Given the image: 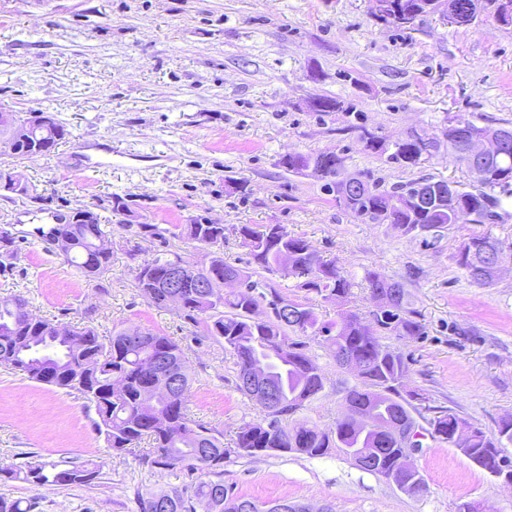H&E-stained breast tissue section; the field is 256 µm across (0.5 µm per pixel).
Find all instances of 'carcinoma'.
I'll use <instances>...</instances> for the list:
<instances>
[{
    "mask_svg": "<svg viewBox=\"0 0 512 512\" xmlns=\"http://www.w3.org/2000/svg\"><path fill=\"white\" fill-rule=\"evenodd\" d=\"M324 116L332 112H354V105L344 99L321 97L311 106ZM69 135L63 123L53 115L34 112L19 118L13 112L0 111V137L10 138L15 146L12 158L16 162L32 160L53 152ZM438 139L410 134L389 140L374 136V143L365 150L400 167H414L432 156ZM334 162L332 177L324 180V190L334 195L336 205L355 218L371 224H389L404 236H420L423 241L436 240L440 233L454 224H489L493 221L490 208L496 207L504 217L512 216V183L489 177L472 190H462V205L455 206L448 195L446 209L436 212L417 209L410 200L435 184L448 187L445 180L422 178L408 184L385 185L363 174L364 188L343 196L337 177L344 170L340 154L328 151L316 154L296 153L284 156L279 164L296 173L313 158ZM489 171L506 172L512 177V141L501 153L485 161ZM19 198L38 200L37 190L22 181L13 164H0V191ZM268 225L248 224L235 228L241 245L247 250V267L224 262V225L203 224L196 218L186 227L187 238L196 248L211 255L206 266H198L178 253H160L151 259H138V249L130 248L127 256L134 262L137 287L158 308H169L171 290L165 287L170 269L185 266L190 279L177 289L183 307L179 316L186 322L207 328V335L224 340V348L237 358V389L244 395L250 391L241 386L247 366L267 357L262 349L274 351L267 363L268 380L280 394L281 406L259 421L245 424L237 433L234 447L226 448L223 433L208 424L188 417L186 402L191 376L186 369L184 353L171 338L139 326L122 328L102 339L91 327H75L58 320L34 316L29 301L20 295L0 297V365L23 372L31 380L60 389L84 401L95 413L93 425L104 437L107 446L126 451L147 441L148 451L142 461L153 467L182 466L200 477L181 490L139 495L137 512H273L255 502L233 495L224 486V462L237 458L255 457L266 452L295 453L309 458L321 457L334 448L359 465L349 448H378L384 457L401 452L402 445L389 432L391 424L406 414L419 413L413 404L418 394L404 388L409 374V359L402 351L381 342L383 336L399 340L418 339L424 326L417 311L409 306L405 290L399 282L376 270L365 271L364 280L370 293H394L392 305L372 313L370 322L357 314L344 311L338 319L325 321L311 304V295L328 299L337 292L348 299L352 283L341 274L336 262L322 258L308 241L288 233L279 224V239L293 255L291 269L282 274L278 268L279 250L267 236ZM37 238L45 250L60 254L64 263L75 268L88 281L100 279L112 266V239L102 228L99 218L80 208L67 222L48 228H36ZM500 242L485 235H475L462 243L456 259L470 281L489 286L480 269L470 268L462 261L464 252L476 248L499 246ZM20 258L17 237L7 228H0V275L13 272ZM229 273L242 276V287L226 292L219 288H199L197 283ZM293 279L294 287L303 296L287 297L277 288L272 276ZM323 346L338 367L354 362L359 367L358 382L346 390L345 411H358L369 418L365 426L355 428L343 418L336 420L335 429L324 430L317 425L298 423L291 428L281 424V418L292 416L304 403L318 397L324 388V376L318 364L309 356V343ZM163 356L183 369L185 390L176 399L161 398L157 411L168 417L167 425L153 424V416L143 412L141 396L145 385L144 366L153 358ZM429 434L455 444L464 439V447L488 456L494 465L503 459L499 445L512 442V417L503 418L496 433L482 429L448 410L428 420ZM102 479L101 466L92 460L45 461L30 453L17 465L0 468V482L22 480L32 489L46 485L91 487ZM34 504L0 495V512H32Z\"/></svg>",
    "mask_w": 512,
    "mask_h": 512,
    "instance_id": "carcinoma-1",
    "label": "carcinoma"
}]
</instances>
